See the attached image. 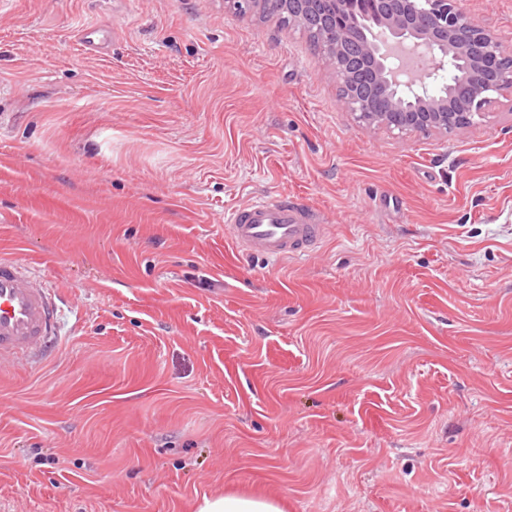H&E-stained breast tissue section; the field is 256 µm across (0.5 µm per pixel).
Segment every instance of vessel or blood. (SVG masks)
<instances>
[{
    "mask_svg": "<svg viewBox=\"0 0 512 512\" xmlns=\"http://www.w3.org/2000/svg\"><path fill=\"white\" fill-rule=\"evenodd\" d=\"M234 247L271 260L307 257L327 238L323 212L296 197L279 194L241 203L224 215ZM57 307L53 291L28 267L0 258V360L26 353L50 355Z\"/></svg>",
    "mask_w": 512,
    "mask_h": 512,
    "instance_id": "vessel-or-blood-1",
    "label": "vessel or blood"
}]
</instances>
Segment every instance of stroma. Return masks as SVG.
<instances>
[{
  "label": "stroma",
  "mask_w": 512,
  "mask_h": 512,
  "mask_svg": "<svg viewBox=\"0 0 512 512\" xmlns=\"http://www.w3.org/2000/svg\"><path fill=\"white\" fill-rule=\"evenodd\" d=\"M461 6L512 50V0ZM340 96L224 0L0 14V256L59 307L0 364V512H512V99L401 135ZM285 193L319 252H238L225 210ZM198 512H284L273 500L263 497L224 495L204 498Z\"/></svg>",
  "instance_id": "stroma-1"
}]
</instances>
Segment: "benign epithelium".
Returning a JSON list of instances; mask_svg holds the SVG:
<instances>
[{"label":"benign epithelium","instance_id":"benign-epithelium-1","mask_svg":"<svg viewBox=\"0 0 512 512\" xmlns=\"http://www.w3.org/2000/svg\"><path fill=\"white\" fill-rule=\"evenodd\" d=\"M276 13L305 28L314 14L327 19L323 52L342 84L341 104L363 126L402 135L458 134L483 120L496 99L512 97V66L498 35L476 24L460 0H372L376 28L354 36L353 0H277ZM430 63L405 69L402 53ZM465 67L474 73L463 113L448 115L451 98L444 75Z\"/></svg>","mask_w":512,"mask_h":512}]
</instances>
